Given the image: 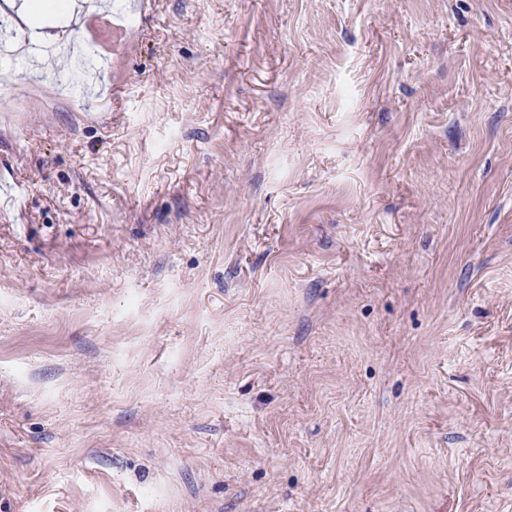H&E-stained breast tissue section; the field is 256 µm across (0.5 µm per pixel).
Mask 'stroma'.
<instances>
[{
	"instance_id": "obj_1",
	"label": "stroma",
	"mask_w": 512,
	"mask_h": 512,
	"mask_svg": "<svg viewBox=\"0 0 512 512\" xmlns=\"http://www.w3.org/2000/svg\"><path fill=\"white\" fill-rule=\"evenodd\" d=\"M8 2L0 512H512V0Z\"/></svg>"
}]
</instances>
